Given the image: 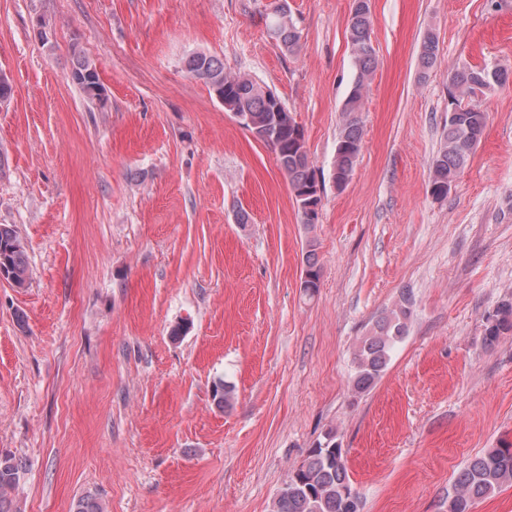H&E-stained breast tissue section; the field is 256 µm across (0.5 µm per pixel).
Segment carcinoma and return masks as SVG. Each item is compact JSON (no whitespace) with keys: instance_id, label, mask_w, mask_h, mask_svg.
Returning a JSON list of instances; mask_svg holds the SVG:
<instances>
[{"instance_id":"carcinoma-1","label":"carcinoma","mask_w":512,"mask_h":512,"mask_svg":"<svg viewBox=\"0 0 512 512\" xmlns=\"http://www.w3.org/2000/svg\"><path fill=\"white\" fill-rule=\"evenodd\" d=\"M266 27L288 53L300 48L301 32L290 18L287 3L280 4L267 16ZM348 38L354 53L355 74L341 112L334 152L335 182L339 190L343 189L346 178L352 176L361 152L363 129L359 112L376 63L370 8H361L359 0H354ZM438 52L436 36L426 33L419 54L423 70L435 65ZM71 56L73 81L86 93L89 87L100 83L97 67L76 45L71 46ZM185 68L225 102L252 115L254 127L269 134V146L288 177L296 203L319 207L322 198L316 189L305 131L288 113H282V119L276 120L275 109H285L278 95L263 89L245 74L226 73L224 62L215 55L191 54L185 60ZM508 81L506 70L486 65L463 66L451 73L448 91L457 102V109L448 112L443 141L429 166V186L434 198L448 195V185L455 182L481 141L487 113L480 109L476 99ZM303 263L304 292L312 297L321 284V267L314 250L306 252ZM0 265L16 282L29 279L25 242L7 224H0ZM412 305V296L402 294L395 306L376 316L370 329L358 338L352 359L355 393L367 392L387 368L394 348L407 335ZM508 333H512V299L502 300L487 318L484 342L493 346ZM232 398L230 386L221 381L213 385L212 399L218 407H224ZM26 467V461L20 458L0 456V512H15L9 494ZM506 484H512V448H489L470 459L459 473L448 500V512H470L476 501L490 497ZM273 508L274 512H362L361 499L349 476L346 452L336 443V430L328 429L323 439L313 444Z\"/></svg>"}]
</instances>
